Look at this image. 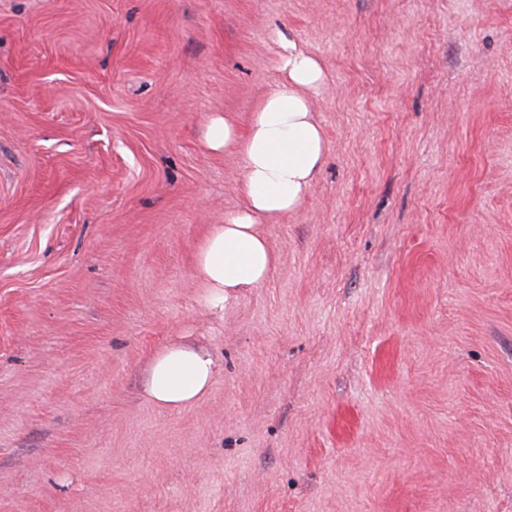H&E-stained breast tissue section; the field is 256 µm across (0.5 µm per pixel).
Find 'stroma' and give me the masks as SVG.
I'll return each mask as SVG.
<instances>
[{
  "mask_svg": "<svg viewBox=\"0 0 512 512\" xmlns=\"http://www.w3.org/2000/svg\"><path fill=\"white\" fill-rule=\"evenodd\" d=\"M281 35L325 158L214 313ZM0 512H512V0H0ZM215 361L203 348L170 343L152 357L144 376V391L156 404L180 409L195 404L209 389Z\"/></svg>",
  "mask_w": 512,
  "mask_h": 512,
  "instance_id": "obj_1",
  "label": "stroma"
}]
</instances>
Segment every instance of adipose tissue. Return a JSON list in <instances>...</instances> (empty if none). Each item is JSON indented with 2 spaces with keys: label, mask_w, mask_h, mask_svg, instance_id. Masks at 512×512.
<instances>
[{
  "label": "adipose tissue",
  "mask_w": 512,
  "mask_h": 512,
  "mask_svg": "<svg viewBox=\"0 0 512 512\" xmlns=\"http://www.w3.org/2000/svg\"><path fill=\"white\" fill-rule=\"evenodd\" d=\"M282 80L253 112L246 134L221 116L211 117L204 139L210 149L239 146L243 173L240 208L211 225L195 257L202 301L219 312L248 288L261 287L274 264L262 221L297 211L322 165L326 142L311 111L310 94L323 70L310 54L281 40ZM215 361L203 348L172 343L152 357L144 391L156 404L180 409L195 404L209 389Z\"/></svg>",
  "instance_id": "ef3b65f1"
}]
</instances>
